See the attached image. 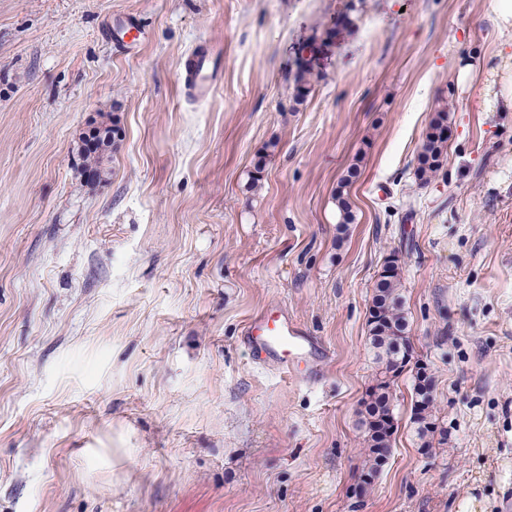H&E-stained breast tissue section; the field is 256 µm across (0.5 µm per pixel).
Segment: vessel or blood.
<instances>
[{"mask_svg": "<svg viewBox=\"0 0 512 512\" xmlns=\"http://www.w3.org/2000/svg\"><path fill=\"white\" fill-rule=\"evenodd\" d=\"M219 66L211 53L194 54L184 69V80L200 100L210 98L219 80ZM243 341L254 361L287 371L291 376L317 370L329 355L327 347L289 316L286 308L271 303L245 326Z\"/></svg>", "mask_w": 512, "mask_h": 512, "instance_id": "b4317fda", "label": "vessel or blood"}]
</instances>
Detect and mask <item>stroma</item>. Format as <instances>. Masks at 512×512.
<instances>
[{"label": "stroma", "instance_id": "35a3bbf8", "mask_svg": "<svg viewBox=\"0 0 512 512\" xmlns=\"http://www.w3.org/2000/svg\"><path fill=\"white\" fill-rule=\"evenodd\" d=\"M127 17L132 54L103 37ZM507 45L489 0H0V512H512V113L475 103ZM200 48L224 74L197 102ZM442 109L448 163L423 183ZM104 115L124 135L98 183ZM393 253L448 441L420 448L405 370L360 498ZM271 302L329 349L316 381L253 362L242 332ZM448 111L440 110L430 122L418 153L417 179L427 183L443 170L448 160Z\"/></svg>", "mask_w": 512, "mask_h": 512}]
</instances>
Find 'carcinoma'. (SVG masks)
<instances>
[{"label": "carcinoma", "instance_id": "cac0c4a2", "mask_svg": "<svg viewBox=\"0 0 512 512\" xmlns=\"http://www.w3.org/2000/svg\"><path fill=\"white\" fill-rule=\"evenodd\" d=\"M315 78L310 70L298 68L294 75V100L303 103L308 97ZM448 110L435 113L423 138L415 170L417 179L427 183L443 170L448 160ZM340 223L350 224L354 220L352 202L347 194L340 191L335 197ZM368 338L376 364L375 385L369 388L367 398L362 402L359 428L362 432L366 452L363 468L367 474H379L392 450L393 430L388 426L377 427L376 419L393 415L395 382L406 369L410 353L408 322L404 314V295L401 268L395 260H389L378 275L374 285ZM416 401L413 423L424 448L432 447L437 426L433 416L431 382L423 373H417L414 387Z\"/></svg>", "mask_w": 512, "mask_h": 512}]
</instances>
